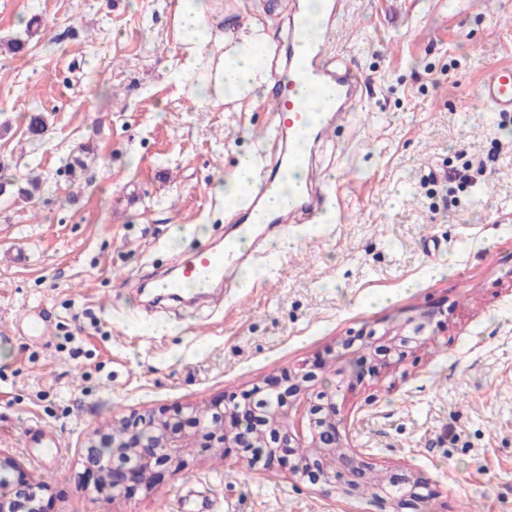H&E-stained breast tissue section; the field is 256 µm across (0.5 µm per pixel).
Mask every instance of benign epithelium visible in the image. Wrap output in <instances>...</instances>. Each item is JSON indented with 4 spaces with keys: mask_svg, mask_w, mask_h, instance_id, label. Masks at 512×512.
Here are the masks:
<instances>
[{
    "mask_svg": "<svg viewBox=\"0 0 512 512\" xmlns=\"http://www.w3.org/2000/svg\"><path fill=\"white\" fill-rule=\"evenodd\" d=\"M434 318V312L421 310L371 332L355 349L340 344L314 369L299 364L228 401L121 419L119 433L93 438L87 448L85 461L97 473L95 491L113 499L132 483L150 493L159 475L175 477L183 470L185 449L222 456L233 447L243 449L251 467L285 465L289 476L327 494L353 498L367 491L378 512H413L425 498L427 483L414 473L397 481L368 462L364 449L349 439L339 400L351 386L352 372L375 376L404 364L436 335ZM17 466L13 457L0 453V512H42L31 485L10 480Z\"/></svg>",
    "mask_w": 512,
    "mask_h": 512,
    "instance_id": "1",
    "label": "benign epithelium"
}]
</instances>
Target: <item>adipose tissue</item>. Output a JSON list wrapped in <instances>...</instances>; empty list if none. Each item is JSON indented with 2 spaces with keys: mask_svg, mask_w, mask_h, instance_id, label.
I'll list each match as a JSON object with an SVG mask.
<instances>
[{
  "mask_svg": "<svg viewBox=\"0 0 512 512\" xmlns=\"http://www.w3.org/2000/svg\"><path fill=\"white\" fill-rule=\"evenodd\" d=\"M213 0H176L175 19L179 33L177 66L173 73L179 84L203 100L253 98L266 94L270 73L256 63L266 55L271 36L258 25L244 26L234 37L217 32L209 22ZM256 153L242 155L234 171L215 189L225 201L250 198L258 188Z\"/></svg>",
  "mask_w": 512,
  "mask_h": 512,
  "instance_id": "ef3b65f1",
  "label": "adipose tissue"
}]
</instances>
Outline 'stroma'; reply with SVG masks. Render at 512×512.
Wrapping results in <instances>:
<instances>
[{
    "label": "stroma",
    "instance_id": "35a3bbf8",
    "mask_svg": "<svg viewBox=\"0 0 512 512\" xmlns=\"http://www.w3.org/2000/svg\"><path fill=\"white\" fill-rule=\"evenodd\" d=\"M175 2L0 0V175L40 179L30 200L0 194V332L32 308L46 319L0 346V452L42 483L47 512H377L234 448L191 452L154 493L100 499L81 457L115 420L232 397L433 310L434 340L348 394L349 437L422 474L428 512H512V117L477 101L484 70L512 64V0H345L329 51L369 93L310 154L328 221L285 224L250 277L191 306L153 299L151 279L223 237L215 183L279 144L267 97L203 102L172 78ZM289 16L216 0L211 22L279 44ZM479 158L473 183L452 180ZM45 433L58 452L39 448Z\"/></svg>",
    "mask_w": 512,
    "mask_h": 512
}]
</instances>
